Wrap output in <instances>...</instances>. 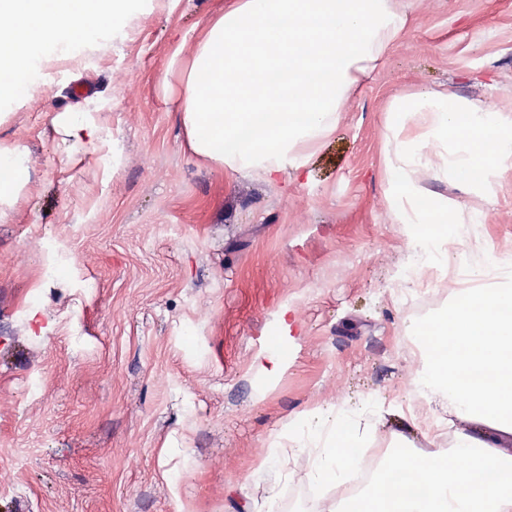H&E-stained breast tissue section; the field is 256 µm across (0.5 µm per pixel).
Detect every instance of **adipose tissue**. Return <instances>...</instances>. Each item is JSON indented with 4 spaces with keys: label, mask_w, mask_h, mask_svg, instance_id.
I'll list each match as a JSON object with an SVG mask.
<instances>
[{
    "label": "adipose tissue",
    "mask_w": 512,
    "mask_h": 512,
    "mask_svg": "<svg viewBox=\"0 0 512 512\" xmlns=\"http://www.w3.org/2000/svg\"><path fill=\"white\" fill-rule=\"evenodd\" d=\"M135 0H0V90L25 96L37 61L127 27ZM390 0H224L190 57L173 52L188 145L203 162L274 180L300 170L360 80L403 31ZM30 179L29 152L0 144V222ZM312 481L355 461L347 425L328 427ZM330 512H512V454L468 429L447 452L390 461L377 484Z\"/></svg>",
    "instance_id": "1"
}]
</instances>
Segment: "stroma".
<instances>
[{
	"label": "stroma",
	"instance_id": "obj_1",
	"mask_svg": "<svg viewBox=\"0 0 512 512\" xmlns=\"http://www.w3.org/2000/svg\"><path fill=\"white\" fill-rule=\"evenodd\" d=\"M219 4L140 0L124 32L52 58L0 120L31 166L0 223V512H324L336 486L307 489L324 451L311 410L387 453L463 424L406 406L421 361L401 291L431 277L410 273L387 200V105L431 90L512 114V0H393L404 31L273 182L202 163L164 83ZM60 112L88 114L102 143H62ZM419 178L485 214L454 252H512V168L482 194L434 164ZM50 236L72 263L38 289L33 245Z\"/></svg>",
	"mask_w": 512,
	"mask_h": 512
}]
</instances>
